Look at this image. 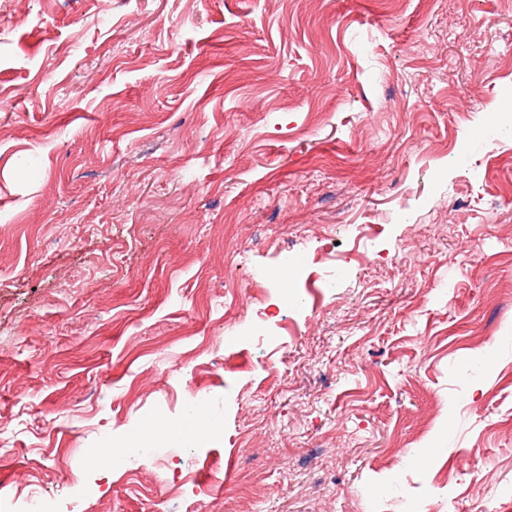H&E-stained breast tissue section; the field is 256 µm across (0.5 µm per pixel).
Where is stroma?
Instances as JSON below:
<instances>
[{"mask_svg":"<svg viewBox=\"0 0 512 512\" xmlns=\"http://www.w3.org/2000/svg\"><path fill=\"white\" fill-rule=\"evenodd\" d=\"M0 98V512H512V0H0Z\"/></svg>","mask_w":512,"mask_h":512,"instance_id":"1","label":"stroma"}]
</instances>
